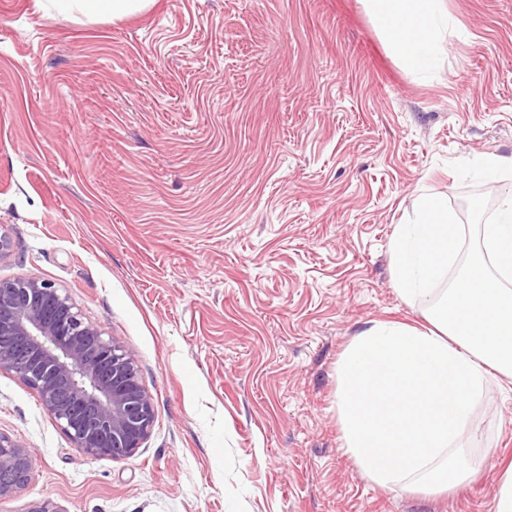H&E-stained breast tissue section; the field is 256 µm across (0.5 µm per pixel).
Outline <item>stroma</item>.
Returning a JSON list of instances; mask_svg holds the SVG:
<instances>
[{
  "mask_svg": "<svg viewBox=\"0 0 512 512\" xmlns=\"http://www.w3.org/2000/svg\"><path fill=\"white\" fill-rule=\"evenodd\" d=\"M442 65L405 70L362 0H154L76 22L0 0V280L66 289L131 350L155 423L132 457L74 448L0 370L34 454L0 512H494L512 383L488 380L453 490L393 491L344 453L337 363L370 321L423 326L390 242L422 194H498L512 157V0H443Z\"/></svg>",
  "mask_w": 512,
  "mask_h": 512,
  "instance_id": "obj_1",
  "label": "stroma"
}]
</instances>
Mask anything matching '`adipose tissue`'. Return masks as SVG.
<instances>
[{
    "label": "adipose tissue",
    "mask_w": 512,
    "mask_h": 512,
    "mask_svg": "<svg viewBox=\"0 0 512 512\" xmlns=\"http://www.w3.org/2000/svg\"><path fill=\"white\" fill-rule=\"evenodd\" d=\"M443 0H365L387 49L412 71L438 66L452 28ZM150 0H37L45 14L120 19ZM460 230L447 202L422 197L391 244L405 299L429 296L454 260ZM482 254L447 290L428 330L372 322L337 364L336 415L346 454L383 487L437 491L471 472L454 446L488 378L512 381V188L502 191Z\"/></svg>",
    "instance_id": "ef3b65f1"
}]
</instances>
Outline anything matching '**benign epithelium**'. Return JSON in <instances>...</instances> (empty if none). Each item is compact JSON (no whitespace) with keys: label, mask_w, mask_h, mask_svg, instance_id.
<instances>
[{"label":"benign epithelium","mask_w":512,"mask_h":512,"mask_svg":"<svg viewBox=\"0 0 512 512\" xmlns=\"http://www.w3.org/2000/svg\"><path fill=\"white\" fill-rule=\"evenodd\" d=\"M2 369L37 391L88 457H129L153 428L152 399L130 351L48 281L0 280ZM32 470L31 450L0 434V498L24 486Z\"/></svg>","instance_id":"obj_1"}]
</instances>
